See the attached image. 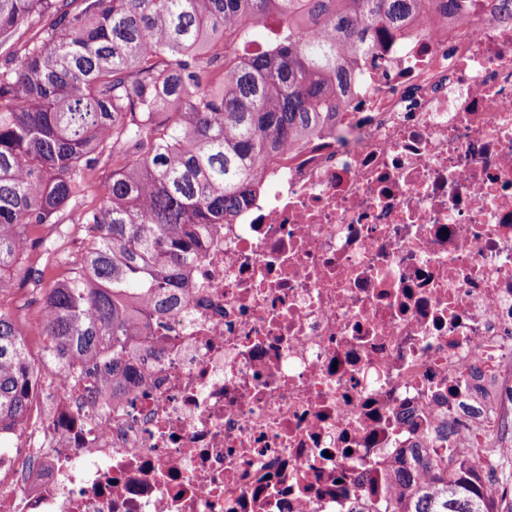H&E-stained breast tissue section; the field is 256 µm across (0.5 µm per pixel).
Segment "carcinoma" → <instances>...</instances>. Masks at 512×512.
Returning <instances> with one entry per match:
<instances>
[{"label": "carcinoma", "instance_id": "carcinoma-1", "mask_svg": "<svg viewBox=\"0 0 512 512\" xmlns=\"http://www.w3.org/2000/svg\"><path fill=\"white\" fill-rule=\"evenodd\" d=\"M465 0H0V278H32L41 224L85 226L69 273L34 283L56 368L133 380L130 304L176 309L203 236L252 198L258 168L336 107L369 32ZM272 38L252 50L253 33ZM95 207L80 199L92 177ZM33 362L0 307V437L24 429ZM444 421L396 450L346 512H502L494 469L448 453Z\"/></svg>", "mask_w": 512, "mask_h": 512}]
</instances>
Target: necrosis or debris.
Returning a JSON list of instances; mask_svg holds the SVG:
<instances>
[{
    "instance_id": "necrosis-or-debris-1",
    "label": "necrosis or debris",
    "mask_w": 512,
    "mask_h": 512,
    "mask_svg": "<svg viewBox=\"0 0 512 512\" xmlns=\"http://www.w3.org/2000/svg\"><path fill=\"white\" fill-rule=\"evenodd\" d=\"M470 0L375 36L336 117L261 167L138 377L40 365L0 512H345L458 418L512 436V20Z\"/></svg>"
}]
</instances>
